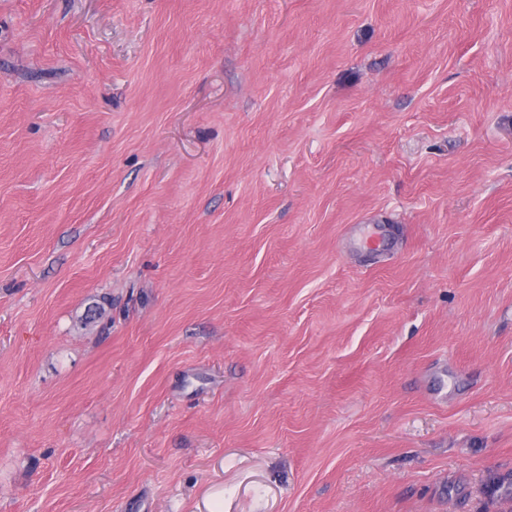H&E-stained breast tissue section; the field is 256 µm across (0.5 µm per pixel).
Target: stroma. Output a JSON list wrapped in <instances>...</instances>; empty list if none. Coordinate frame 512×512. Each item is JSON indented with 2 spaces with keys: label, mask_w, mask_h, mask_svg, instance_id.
I'll return each instance as SVG.
<instances>
[{
  "label": "stroma",
  "mask_w": 512,
  "mask_h": 512,
  "mask_svg": "<svg viewBox=\"0 0 512 512\" xmlns=\"http://www.w3.org/2000/svg\"><path fill=\"white\" fill-rule=\"evenodd\" d=\"M215 507L512 512V0H0V512Z\"/></svg>",
  "instance_id": "35a3bbf8"
}]
</instances>
